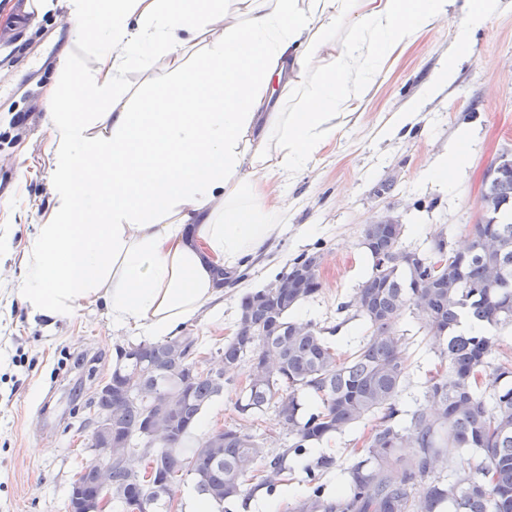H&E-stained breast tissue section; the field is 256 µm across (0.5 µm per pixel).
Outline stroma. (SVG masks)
Here are the masks:
<instances>
[{"label": "stroma", "instance_id": "stroma-1", "mask_svg": "<svg viewBox=\"0 0 512 512\" xmlns=\"http://www.w3.org/2000/svg\"><path fill=\"white\" fill-rule=\"evenodd\" d=\"M25 4L0 0V235L10 240L9 256L0 259V512H67L71 483L94 459L89 399L111 373L117 347L141 338L113 331L100 305L58 321L32 314L12 288L25 275L35 226L52 204L44 91L62 57L79 51L66 8L39 16ZM456 50L454 28L424 29L389 54L362 106L337 118L335 139L288 184L287 229L249 257L245 280L225 284L223 312L183 326V333L200 338L208 366L221 361L241 296L274 281L299 255L321 254L322 290L297 306L292 319L330 329L331 341L348 351L368 334L360 319H346L339 310L370 270L365 226L394 214L404 226V247L422 250L437 232L456 237L478 220L492 162L512 153V0H501L497 15L473 34L470 59L448 86L426 95L428 82ZM408 110L416 113L411 129L383 136L391 116ZM456 150L468 157L467 167L445 184L430 179L429 170ZM385 178L394 186L377 194ZM420 326L412 313L399 325L409 342L401 396L407 409L426 407L427 380L438 361ZM244 383L240 375L225 385L203 419L209 428L233 426L266 439L279 452L288 436L276 407L255 417L236 411ZM371 427L367 420L317 444L316 454L336 461V471L324 477L328 490H335L339 470L358 460Z\"/></svg>", "mask_w": 512, "mask_h": 512}]
</instances>
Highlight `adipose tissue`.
Returning <instances> with one entry per match:
<instances>
[{
    "instance_id": "ef3b65f1",
    "label": "adipose tissue",
    "mask_w": 512,
    "mask_h": 512,
    "mask_svg": "<svg viewBox=\"0 0 512 512\" xmlns=\"http://www.w3.org/2000/svg\"><path fill=\"white\" fill-rule=\"evenodd\" d=\"M500 0H65L90 63L63 58L47 110L53 205L17 289L56 320L103 303L116 331L175 335L223 305L288 221L287 185L357 109L385 56L456 27L448 82ZM107 23V39L89 28ZM168 72L132 94V65Z\"/></svg>"
}]
</instances>
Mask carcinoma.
Instances as JSON below:
<instances>
[{
    "instance_id": "cac0c4a2",
    "label": "carcinoma",
    "mask_w": 512,
    "mask_h": 512,
    "mask_svg": "<svg viewBox=\"0 0 512 512\" xmlns=\"http://www.w3.org/2000/svg\"><path fill=\"white\" fill-rule=\"evenodd\" d=\"M489 173L493 178L482 195L486 223L466 225L467 247L448 251L444 266H421L418 288L411 287L401 262L402 225L364 228L371 273L340 310H353L369 336L350 354L339 353L313 322L288 318L321 290L317 253L298 256L274 282L241 296L237 328L224 340L223 367L215 374L185 375L187 361L200 355L197 336L117 347L112 380L136 376L137 394H96V407L112 409V433L124 440L112 446V512L144 504L150 512H165L155 485L166 480L175 487L192 473L199 495L216 507L261 488L271 494L285 480L286 462H303L312 445L375 416L378 423L363 441L360 460L347 468L339 496L325 491L322 476L334 461L321 456L306 467L310 491L293 512H512V356L499 351L496 338L499 328L512 326V172L493 165ZM287 279L303 287L284 295L276 285ZM408 310L423 319L424 333L440 353L426 391L436 410H416L403 425L399 395L409 355L398 324ZM176 340L185 343L179 359L172 355ZM244 366L247 386L236 411L251 416L277 404L288 447L271 455L265 442L230 427L222 448L205 440L189 445L202 410ZM171 394L176 408L166 412L165 447L151 449L150 441H141L151 454L147 480L124 454L131 436L163 411ZM305 396L319 401L306 416ZM402 448L415 453L404 457ZM465 453L479 463L453 466ZM79 475L85 492L100 491L95 464ZM425 479L424 493L415 495L416 483Z\"/></svg>"
}]
</instances>
